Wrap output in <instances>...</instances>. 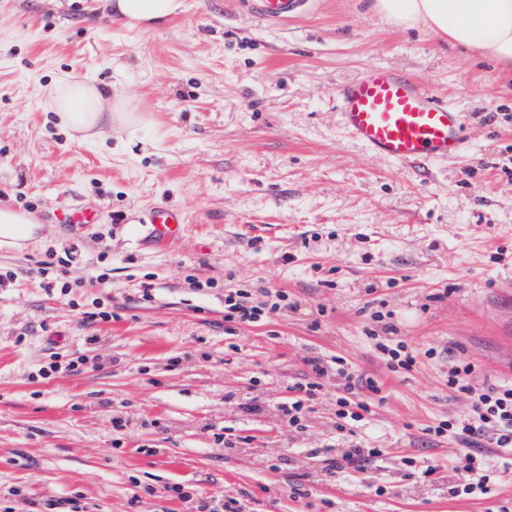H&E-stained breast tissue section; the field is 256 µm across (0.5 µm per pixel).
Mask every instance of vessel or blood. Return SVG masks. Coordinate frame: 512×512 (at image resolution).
<instances>
[{"instance_id":"b4317fda","label":"vessel or blood","mask_w":512,"mask_h":512,"mask_svg":"<svg viewBox=\"0 0 512 512\" xmlns=\"http://www.w3.org/2000/svg\"><path fill=\"white\" fill-rule=\"evenodd\" d=\"M257 18L279 22L304 13L311 0H242ZM347 135L371 155L400 164L455 160L464 149V116L428 84L409 73L381 66L365 67L336 89ZM61 223L76 228L95 223L93 205L59 208ZM150 238L160 249L180 241L187 231L184 211L167 205L148 215Z\"/></svg>"}]
</instances>
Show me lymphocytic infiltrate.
Returning <instances> with one entry per match:
<instances>
[{"mask_svg":"<svg viewBox=\"0 0 512 512\" xmlns=\"http://www.w3.org/2000/svg\"><path fill=\"white\" fill-rule=\"evenodd\" d=\"M311 373L309 381L297 384V394L284 408L290 423H297L309 409L322 389L321 381L336 375L339 392L336 396V415L344 423L361 421L370 411L361 398V389L376 391L375 381L357 379L344 358L325 361L318 355L304 358ZM475 371L472 362L455 359L448 371V386L456 393L466 395L470 407L465 414L440 421L429 427V435L461 438L468 446L463 457L450 461L448 475L454 492L490 496L500 483L512 479V468L506 460L512 456V383L491 384L474 388L469 377ZM495 448V455H487V448Z\"/></svg>","mask_w":512,"mask_h":512,"instance_id":"f902f5d3","label":"lymphocytic infiltrate"}]
</instances>
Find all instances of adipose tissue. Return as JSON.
<instances>
[{
	"label": "adipose tissue",
	"instance_id": "obj_1",
	"mask_svg": "<svg viewBox=\"0 0 512 512\" xmlns=\"http://www.w3.org/2000/svg\"><path fill=\"white\" fill-rule=\"evenodd\" d=\"M105 7L123 27L147 31L177 15L182 0H105ZM372 9L395 27L426 28L450 44L512 67V0H373ZM46 105L84 139L136 121L124 100L107 97L90 81H59L49 89ZM37 224L34 216L1 206L0 247L25 246Z\"/></svg>",
	"mask_w": 512,
	"mask_h": 512
}]
</instances>
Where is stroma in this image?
Wrapping results in <instances>:
<instances>
[{
	"mask_svg": "<svg viewBox=\"0 0 512 512\" xmlns=\"http://www.w3.org/2000/svg\"><path fill=\"white\" fill-rule=\"evenodd\" d=\"M369 65L412 73L463 112V153L422 168L348 137L336 88ZM65 76L95 79L140 124L72 137L44 105ZM64 202L97 205V223H56ZM3 204L39 226L0 249V272L17 274L0 286V512H196L228 498L242 512H512V482L449 494L464 445L426 433L468 409L448 389L450 359L475 364L477 387L512 379V69L391 26L369 0H313L281 23L240 0H183L149 31L113 22L102 0H0ZM161 204L189 224L164 250L146 219ZM66 250L67 290L47 292L39 263ZM230 288L288 299L230 334ZM375 300L378 324L364 311ZM99 310L110 319L86 320ZM371 327L419 351L412 371H392ZM310 354L379 382L352 433L336 427L332 375L299 425L282 413ZM351 438L387 454L327 474L322 448ZM409 454L431 458L438 481L413 475Z\"/></svg>",
	"mask_w": 512,
	"mask_h": 512,
	"instance_id": "35a3bbf8",
	"label": "stroma"
}]
</instances>
